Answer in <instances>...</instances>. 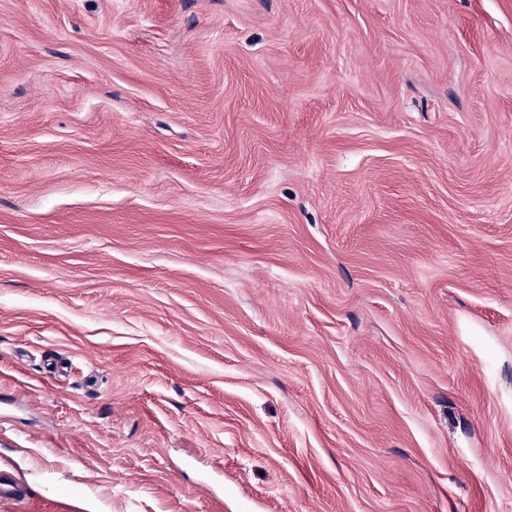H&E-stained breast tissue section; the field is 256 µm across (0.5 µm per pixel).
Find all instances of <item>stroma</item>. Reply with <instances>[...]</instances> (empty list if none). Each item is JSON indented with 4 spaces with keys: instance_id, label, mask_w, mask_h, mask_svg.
Masks as SVG:
<instances>
[{
    "instance_id": "35a3bbf8",
    "label": "stroma",
    "mask_w": 512,
    "mask_h": 512,
    "mask_svg": "<svg viewBox=\"0 0 512 512\" xmlns=\"http://www.w3.org/2000/svg\"><path fill=\"white\" fill-rule=\"evenodd\" d=\"M0 512H512V0H0Z\"/></svg>"
}]
</instances>
